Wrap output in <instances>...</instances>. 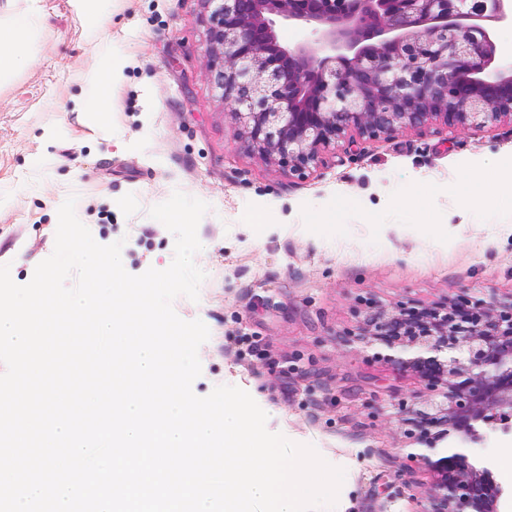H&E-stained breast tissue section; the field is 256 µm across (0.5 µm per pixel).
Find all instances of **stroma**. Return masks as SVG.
Listing matches in <instances>:
<instances>
[{
	"label": "stroma",
	"mask_w": 512,
	"mask_h": 512,
	"mask_svg": "<svg viewBox=\"0 0 512 512\" xmlns=\"http://www.w3.org/2000/svg\"><path fill=\"white\" fill-rule=\"evenodd\" d=\"M29 59L0 83V262L27 284L55 246L57 211L112 224L123 266L138 275L174 256L171 232L141 239L149 209L182 191L206 202L198 300L176 314L224 337L199 349L197 396L247 391L270 432L310 445L345 479L334 512H412L424 467L403 470L398 405L427 393L417 375L349 342L375 312L458 300H512V205L462 208L449 193L466 165L497 172L512 125L475 135L444 127L328 154L305 179L247 152L204 74L203 0H112L86 28L72 0H41ZM109 40L126 61L108 126L86 112L88 76ZM418 186L419 203L401 193Z\"/></svg>",
	"instance_id": "35a3bbf8"
}]
</instances>
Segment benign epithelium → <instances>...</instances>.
<instances>
[{
	"label": "benign epithelium",
	"instance_id": "benign-epithelium-1",
	"mask_svg": "<svg viewBox=\"0 0 512 512\" xmlns=\"http://www.w3.org/2000/svg\"><path fill=\"white\" fill-rule=\"evenodd\" d=\"M204 2L207 72L241 144L292 176L317 171L342 142L512 124V64L495 32L512 23V0ZM279 24L311 37L284 44ZM348 341L385 347L430 392L400 411L413 444L404 469L435 475L413 495L416 512H508L512 487L469 448L484 427L512 434V302L382 312Z\"/></svg>",
	"mask_w": 512,
	"mask_h": 512
}]
</instances>
